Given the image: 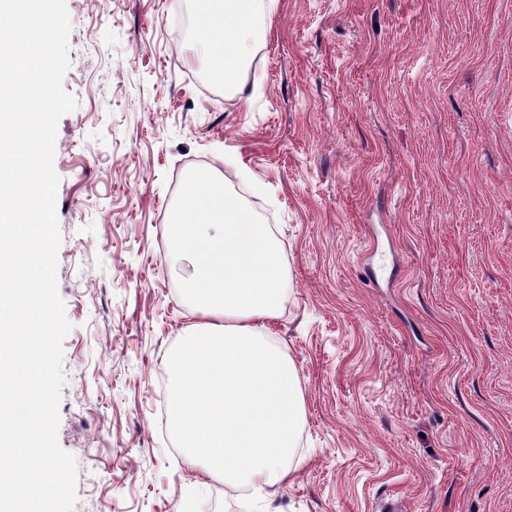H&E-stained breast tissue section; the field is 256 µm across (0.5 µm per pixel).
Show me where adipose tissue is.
<instances>
[{"mask_svg": "<svg viewBox=\"0 0 512 512\" xmlns=\"http://www.w3.org/2000/svg\"><path fill=\"white\" fill-rule=\"evenodd\" d=\"M205 48L234 83L255 48V0H213ZM167 224L193 265L188 298L198 320L174 352L170 426L184 464L226 485L270 496L294 475L304 408L295 365L269 324L290 277L269 225L256 223L212 172L190 173Z\"/></svg>", "mask_w": 512, "mask_h": 512, "instance_id": "adipose-tissue-1", "label": "adipose tissue"}]
</instances>
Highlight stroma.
<instances>
[{"instance_id": "35a3bbf8", "label": "stroma", "mask_w": 512, "mask_h": 512, "mask_svg": "<svg viewBox=\"0 0 512 512\" xmlns=\"http://www.w3.org/2000/svg\"><path fill=\"white\" fill-rule=\"evenodd\" d=\"M198 0H66L57 432L73 512H512V0H277L232 87ZM210 170L280 244L305 416L269 504L158 420L196 317L164 222Z\"/></svg>"}]
</instances>
